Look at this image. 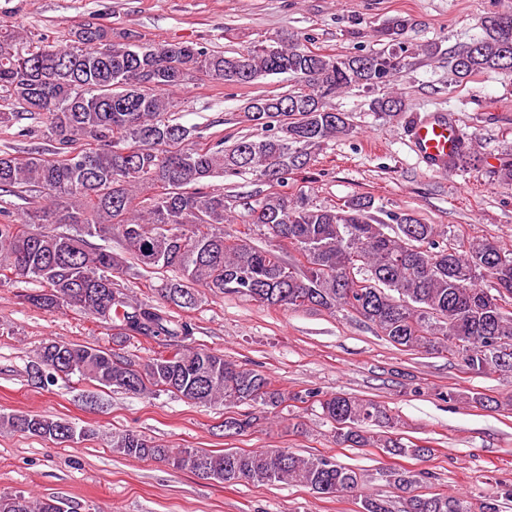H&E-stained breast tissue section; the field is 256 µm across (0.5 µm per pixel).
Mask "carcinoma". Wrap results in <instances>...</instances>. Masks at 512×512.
Segmentation results:
<instances>
[{
  "label": "carcinoma",
  "instance_id": "cac0c4a2",
  "mask_svg": "<svg viewBox=\"0 0 512 512\" xmlns=\"http://www.w3.org/2000/svg\"><path fill=\"white\" fill-rule=\"evenodd\" d=\"M406 21L394 17L374 29L381 48L366 53L323 55L297 37L226 54L183 42L117 43L112 29L86 25L64 43L37 41L27 33L0 30V128L37 130L53 143L25 157L0 152V191L29 201L13 215L0 211V276L30 278L40 288L24 300L46 312L76 306L117 336L167 338L170 354L158 353L144 368L91 345L51 340L38 349L31 379L45 385L77 375L132 395L171 392L198 405L224 403L254 409L310 403L332 424L336 443L381 448L394 456L427 459L434 449L392 437V417L381 404L343 393L303 394L277 387L261 370L220 353L191 346L193 328L170 309H193L199 289L238 295L267 308L316 307L331 314L352 311L395 346L446 352L482 375L512 374V255L472 237L442 247L440 231L408 213H392L391 227L372 214L374 201L356 195L340 207H321L299 195L270 191L244 203L247 224L261 228L275 247L253 245L249 233L231 234L224 192L210 181L250 173L272 186L306 166L310 149L353 132L336 109L339 94H375L370 111L385 121L409 110L400 93H385L409 65L408 58L442 55L431 42L411 48ZM192 66L225 85L289 74L301 88L250 99L244 121L256 133L229 146L202 144L201 131L173 119ZM512 73V13H493L482 34L458 51L451 80L479 73ZM27 119L39 128L23 126ZM67 230H62V227ZM119 234L132 263L90 239ZM306 257L288 263L283 242ZM175 270L158 288L163 305L132 299L117 278L138 268ZM489 281L494 289L483 287ZM72 425L23 413L0 414V431L68 441ZM118 454L158 459L181 472L233 485L299 482L326 498L357 490L360 475L331 457L287 451L168 448L138 433L112 436ZM402 493L401 512H472L468 501L448 493H422L429 473H390ZM59 498L0 494V512H55ZM360 512H392L373 495Z\"/></svg>",
  "mask_w": 512,
  "mask_h": 512
}]
</instances>
